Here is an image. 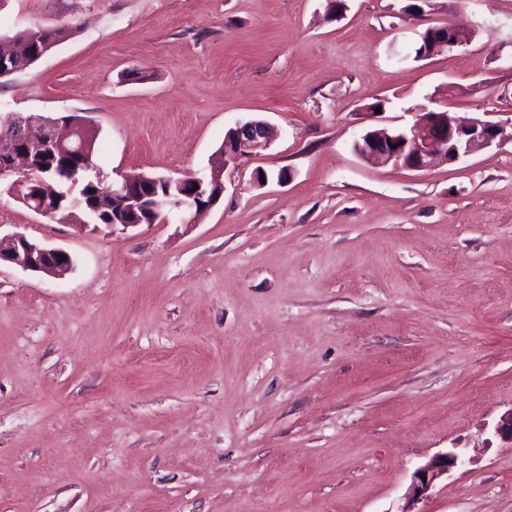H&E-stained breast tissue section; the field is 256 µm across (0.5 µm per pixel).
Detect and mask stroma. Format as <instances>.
<instances>
[{
  "mask_svg": "<svg viewBox=\"0 0 512 512\" xmlns=\"http://www.w3.org/2000/svg\"><path fill=\"white\" fill-rule=\"evenodd\" d=\"M404 3L0 0V37L77 28L0 115L87 117L105 182L205 177L238 122L275 132L193 223L57 222L0 184V230L77 260L0 267V512H400L449 450L418 512H512V145L353 150L424 106L512 118V0H431L475 36L421 60ZM464 464L465 459L459 453L447 451L417 468L412 476L406 502L400 512H418L414 510L415 505L429 496L436 481L448 475V471L462 467Z\"/></svg>",
  "mask_w": 512,
  "mask_h": 512,
  "instance_id": "35a3bbf8",
  "label": "stroma"
}]
</instances>
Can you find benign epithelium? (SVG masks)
<instances>
[{
  "label": "benign epithelium",
  "instance_id": "benign-epithelium-1",
  "mask_svg": "<svg viewBox=\"0 0 512 512\" xmlns=\"http://www.w3.org/2000/svg\"><path fill=\"white\" fill-rule=\"evenodd\" d=\"M416 24L426 26L433 36L434 48L461 47L470 42V30L451 22L433 24L427 11L419 9L408 14ZM40 32L29 29L18 38L20 49H0V78L11 76L31 67L51 52L53 44L38 46ZM89 121L65 120L59 124L42 115H16L1 123L0 180L16 173L21 176L9 184L10 195L25 204L34 213L44 216L53 210L56 191L45 178L47 162L54 155L74 160L69 168L72 183L87 174L90 157L81 137ZM512 143V119L506 121L462 120L453 112L424 110L413 123L387 129L365 131L354 143L355 153L379 165L392 163L409 170H426L439 162L456 161L477 146ZM270 147V132L262 119H249L230 128L224 145L214 155L212 166L216 171L210 178H164L165 197H181L186 210L199 215L213 207L222 197L224 185L219 174L230 165L255 156ZM198 189L185 188L188 181ZM158 179L142 176L107 183L100 190L101 199L112 208L113 225L128 230L142 225L139 212L150 209V223L164 220L167 202H159ZM7 263L25 272L56 278L73 270L74 257L65 249L53 247L21 231L0 232V264ZM465 459L455 451H447L417 468L401 512H415V505L427 498L437 480L448 471L461 467Z\"/></svg>",
  "mask_w": 512,
  "mask_h": 512
}]
</instances>
